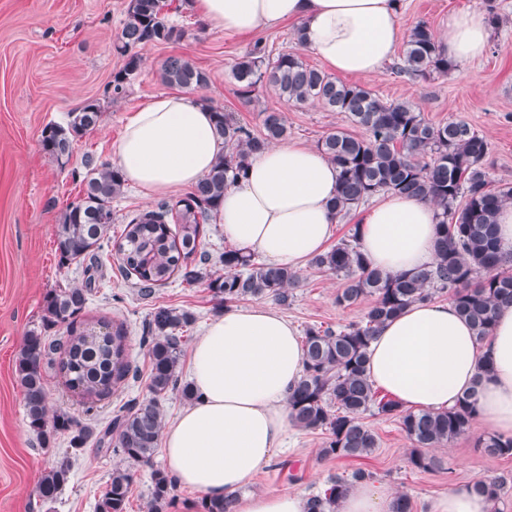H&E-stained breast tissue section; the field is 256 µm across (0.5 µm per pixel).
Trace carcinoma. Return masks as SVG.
<instances>
[{"label":"carcinoma","instance_id":"1","mask_svg":"<svg viewBox=\"0 0 512 512\" xmlns=\"http://www.w3.org/2000/svg\"><path fill=\"white\" fill-rule=\"evenodd\" d=\"M172 0H129L116 51L125 64L112 76V96L124 95L141 73L139 50L150 44L179 40L183 30L171 20ZM454 64L448 60L437 33L426 22L417 23L407 35L398 74L425 77L432 72L447 73ZM238 93L252 95L259 86L272 88L279 97L297 104L317 102L342 112L360 129L352 134L336 130L327 134L319 149L336 165V195L332 208L345 216L370 197L396 192L430 200L438 208L436 261L414 273L389 274L372 268L360 253L356 230L330 250L314 257L311 264L344 276L337 303L350 305L372 298L364 316L336 328L308 326L304 330L303 373L288 393L292 424L302 430H319L325 435L321 456L359 459L377 447L374 432L361 422V415L396 417L413 444L409 462L429 469L434 459L427 448L445 445L466 434L478 418L477 390L473 389L444 412L404 411L391 399L377 398L365 375L368 349L379 329L409 306L432 300L446 292L458 312L471 324L478 341H484L498 311L512 306V252L499 249L495 216L512 203V188H494L484 165L488 143L467 122L456 119L432 125L410 102L386 101L373 90L346 84L306 64L299 53L271 56L267 45L255 42L233 68ZM161 80L170 86L193 89L208 83L207 74L182 55H171L161 67ZM216 135L224 141V155L198 181L192 192L176 201H162L155 208L132 215L119 240L120 271L136 278L143 297L179 276L188 285L208 281V288L224 305L244 299L271 298L288 304L290 290L299 283L298 273L275 264L258 262L242 249H228L219 255L224 275L207 272L210 255L202 246V224L217 215L224 190L246 175L249 160L273 141L285 137L286 120L277 110L262 111V132L255 133L238 123L231 113L211 107ZM102 105L88 99L67 113L64 125L50 124L42 139L44 151L55 161L69 160L76 137L95 130ZM80 198L71 203L56 228V250L60 263L83 262L101 248L112 219V202L123 191L125 180L119 168L85 161L79 175ZM94 275L85 286L54 288L43 297V326L64 325L65 340L47 342L33 332L15 361V375L23 388L28 424L48 438L55 433L70 435L72 448L81 450L89 441L99 448L116 447L134 463H148L158 448L163 411L159 398L177 391L193 399L191 384L178 375L181 334L195 322L185 310L157 307L142 328V344L151 362L150 396L136 401L108 426L96 431L81 426L67 413L48 416V389L42 372L44 360L62 350L58 371L68 386L79 391L92 410L94 400L108 394L124 381L133 368L128 360L124 324L112 325V332L93 337L75 327L85 310ZM478 447L492 457L512 455V439L489 435ZM372 474L358 469L348 479L330 478L327 487L309 498L307 512H335L337 500L351 482L364 481ZM70 478L64 461L46 471L37 492L41 499L57 498ZM174 480L163 470L152 475L150 512H161L170 498ZM476 493L498 501L503 483L476 480ZM132 490V475L115 469L97 512H126Z\"/></svg>","mask_w":512,"mask_h":512}]
</instances>
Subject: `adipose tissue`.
<instances>
[{"label": "adipose tissue", "instance_id": "obj_1", "mask_svg": "<svg viewBox=\"0 0 512 512\" xmlns=\"http://www.w3.org/2000/svg\"><path fill=\"white\" fill-rule=\"evenodd\" d=\"M211 29L248 34L284 21L300 26L305 49L334 72L367 76L394 56L403 35L398 0H190ZM491 38L478 12L449 14L442 45L449 60L480 58ZM224 144L209 109L194 95L162 94L127 123L114 161L126 182L155 197L193 188ZM337 169L319 149L276 143L254 155L245 178L228 187L218 220L224 237L293 270L324 252L338 217L330 207ZM434 203L398 193L356 217L359 247L381 271L413 273L435 259ZM492 371L481 376L483 362ZM303 371L301 338L265 305L229 307L191 348L195 398L163 435V457L180 485L206 498L231 497L236 512H307L301 491L244 493L284 447L291 428L288 391ZM366 377L402 409L443 412L477 389L480 419L512 437V307L499 310L484 341L452 302L409 306L370 343ZM396 497L373 482L352 484L336 512H394Z\"/></svg>", "mask_w": 512, "mask_h": 512}]
</instances>
